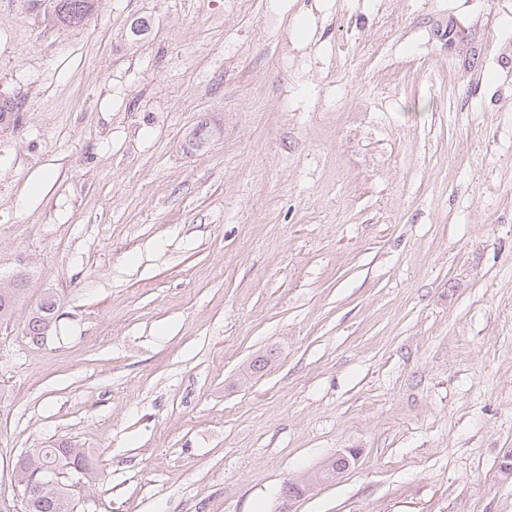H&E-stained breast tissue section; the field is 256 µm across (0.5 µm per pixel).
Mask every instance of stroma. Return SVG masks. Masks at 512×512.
<instances>
[{
    "label": "stroma",
    "mask_w": 512,
    "mask_h": 512,
    "mask_svg": "<svg viewBox=\"0 0 512 512\" xmlns=\"http://www.w3.org/2000/svg\"><path fill=\"white\" fill-rule=\"evenodd\" d=\"M51 11L0 0V472L70 441L77 512H512V0ZM51 20L62 28L79 26L93 12L95 0H54ZM22 278L2 282L0 279V322L10 320L24 298ZM56 308V302L47 297L32 311L28 321V334L32 340L38 341L48 334L55 322ZM334 460H336V470H333L330 466L332 464V461ZM357 460L358 451L354 448H348L344 452H339L336 455L332 456L330 461H326L324 463L323 468L328 469L330 473V477L328 480L323 481L320 475L314 472L312 474L306 475L302 478L296 479L291 482L297 484L301 489V494H304L311 486L315 484L335 480L351 466L352 461L356 462ZM343 463L346 464V467H344Z\"/></svg>",
    "instance_id": "obj_1"
}]
</instances>
